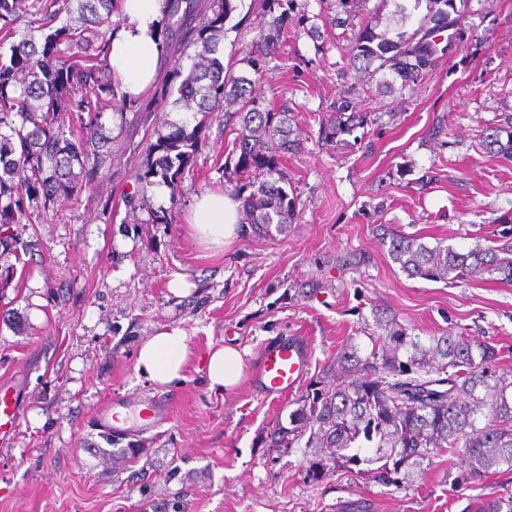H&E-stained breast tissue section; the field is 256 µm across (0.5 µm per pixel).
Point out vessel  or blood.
<instances>
[{
    "label": "vessel or blood",
    "instance_id": "vessel-or-blood-1",
    "mask_svg": "<svg viewBox=\"0 0 512 512\" xmlns=\"http://www.w3.org/2000/svg\"><path fill=\"white\" fill-rule=\"evenodd\" d=\"M312 360L308 337L284 336L263 346L252 377L256 391L280 399L296 391L306 378ZM173 401L163 396H112L94 411L96 427L108 437L143 435L171 419ZM19 422L17 395L9 384H0V430H12Z\"/></svg>",
    "mask_w": 512,
    "mask_h": 512
}]
</instances>
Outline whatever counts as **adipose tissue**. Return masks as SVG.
Returning a JSON list of instances; mask_svg holds the SVG:
<instances>
[{
  "mask_svg": "<svg viewBox=\"0 0 512 512\" xmlns=\"http://www.w3.org/2000/svg\"><path fill=\"white\" fill-rule=\"evenodd\" d=\"M166 11V0H123L108 49L118 96L136 98L155 85L165 55L160 30ZM241 219L237 201L221 192H209L197 198L188 225L204 249H220L235 236ZM190 359L186 333L168 326L140 342L136 371L152 383L169 385L184 379ZM202 365L210 389L230 392L241 381L243 354L230 345H213Z\"/></svg>",
  "mask_w": 512,
  "mask_h": 512,
  "instance_id": "obj_1",
  "label": "adipose tissue"
}]
</instances>
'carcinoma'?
<instances>
[{"label": "carcinoma", "instance_id": "cac0c4a2", "mask_svg": "<svg viewBox=\"0 0 512 512\" xmlns=\"http://www.w3.org/2000/svg\"><path fill=\"white\" fill-rule=\"evenodd\" d=\"M459 5H454V2ZM393 6L383 30L381 17L353 29L348 61L355 70L380 75L379 85L407 86L434 70L445 48L435 38L448 30L446 43L463 48L468 0H382ZM114 0H0V228L33 224L41 212L64 199L79 203L82 191L112 164L101 119L117 98L107 62ZM425 15L411 31L421 6ZM176 26L161 30L173 51L190 43L200 50L173 58L168 81L158 95L173 98L182 112L201 116L191 132L173 126L150 145L160 156L141 175L147 184H171L191 156L206 143L207 118L231 109L241 116L234 139L235 170L256 186L242 198L245 219L267 237L286 232L294 200L270 176L299 138L288 108L260 109L259 80L224 74L217 56L230 0H168ZM288 25L282 11L263 37L254 72L272 52ZM353 102L336 103V119L324 138L350 135L368 124V113ZM488 154L512 159V134L499 130L483 137ZM389 255L411 277L453 284L484 274L512 283V246L475 244L461 253L443 241L429 246L421 238L389 229ZM371 350L361 355L352 339L309 383L280 426L272 444L290 448L303 440L322 448L308 462L312 480L334 467L364 475L385 487L410 483L415 469L448 448L463 449L462 466L472 480L501 468L512 471V371L498 365L499 350L488 343L444 332L426 339L409 332L395 316L373 309Z\"/></svg>", "mask_w": 512, "mask_h": 512}]
</instances>
